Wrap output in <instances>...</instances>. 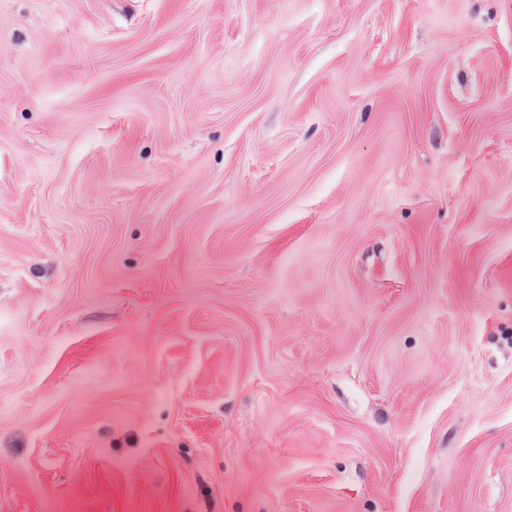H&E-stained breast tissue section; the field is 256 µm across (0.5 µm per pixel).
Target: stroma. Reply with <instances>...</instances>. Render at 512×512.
I'll list each match as a JSON object with an SVG mask.
<instances>
[{"instance_id":"35a3bbf8","label":"stroma","mask_w":512,"mask_h":512,"mask_svg":"<svg viewBox=\"0 0 512 512\" xmlns=\"http://www.w3.org/2000/svg\"><path fill=\"white\" fill-rule=\"evenodd\" d=\"M0 512H512V0H0Z\"/></svg>"}]
</instances>
